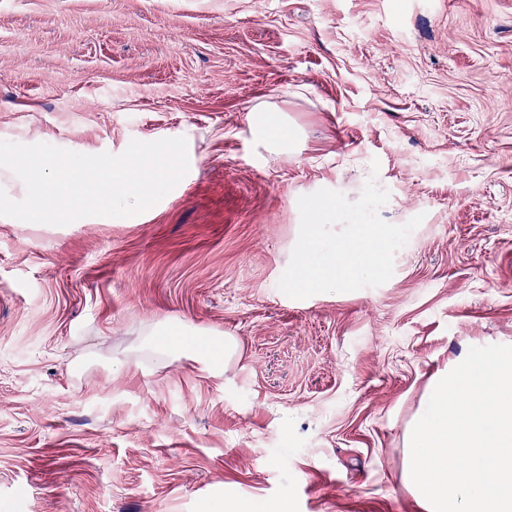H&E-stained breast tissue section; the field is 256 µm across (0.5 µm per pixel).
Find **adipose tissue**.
Masks as SVG:
<instances>
[{
    "label": "adipose tissue",
    "instance_id": "ef3b65f1",
    "mask_svg": "<svg viewBox=\"0 0 512 512\" xmlns=\"http://www.w3.org/2000/svg\"><path fill=\"white\" fill-rule=\"evenodd\" d=\"M143 345L159 356L178 354L201 362L216 373L223 372L239 351V341L231 334L203 338L200 337L198 330L182 324L148 329Z\"/></svg>",
    "mask_w": 512,
    "mask_h": 512
}]
</instances>
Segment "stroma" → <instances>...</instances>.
<instances>
[{"label": "stroma", "mask_w": 512, "mask_h": 512, "mask_svg": "<svg viewBox=\"0 0 512 512\" xmlns=\"http://www.w3.org/2000/svg\"><path fill=\"white\" fill-rule=\"evenodd\" d=\"M174 137L143 213L0 216V512H422L406 423L512 341V0H0V141ZM372 175L424 217L390 280L286 296L299 197ZM161 323L240 355L140 354Z\"/></svg>", "instance_id": "35a3bbf8"}]
</instances>
